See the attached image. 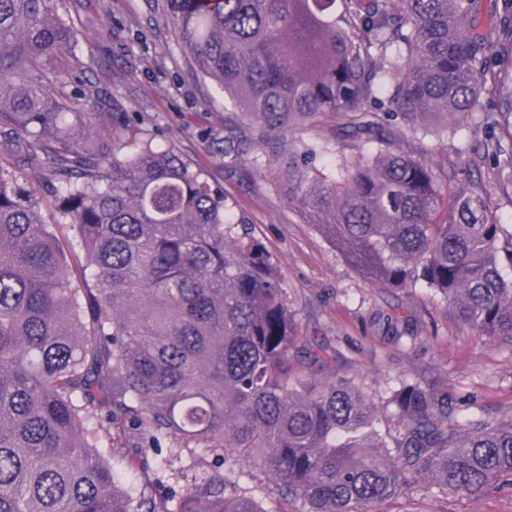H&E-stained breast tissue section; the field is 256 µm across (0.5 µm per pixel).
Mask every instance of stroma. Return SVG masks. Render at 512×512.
Wrapping results in <instances>:
<instances>
[{
	"label": "stroma",
	"instance_id": "obj_1",
	"mask_svg": "<svg viewBox=\"0 0 512 512\" xmlns=\"http://www.w3.org/2000/svg\"><path fill=\"white\" fill-rule=\"evenodd\" d=\"M164 0H69L73 22L84 37L60 55L64 65L80 60L87 88L112 91L113 109L134 115L158 142L171 145L201 169L224 194L226 211L248 224L277 262L300 345L323 346L336 356L337 374L386 391L403 379L447 389L459 404V423L512 413V340H490L465 325L425 284L406 290L368 283L326 239L308 214L295 182L275 160L254 166L249 157L227 162L225 142L240 139L247 123L241 108L215 82L202 77L177 45ZM143 33L136 41L134 33ZM502 97L481 98L463 114L459 130L425 137L439 181L463 188L480 181L499 223L512 225V171L485 151L486 134L512 143V127L498 124ZM342 115L329 113L316 125L295 127L288 150L328 140L333 153H351L336 138ZM413 337L395 339V329ZM148 456L145 467L119 465L125 491L137 493L144 477L174 486L172 469ZM377 512H512V484L498 481L476 495L444 494L420 479L407 496Z\"/></svg>",
	"mask_w": 512,
	"mask_h": 512
}]
</instances>
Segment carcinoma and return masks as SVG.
I'll list each match as a JSON object with an SVG mask.
<instances>
[{
	"instance_id": "cac0c4a2",
	"label": "carcinoma",
	"mask_w": 512,
	"mask_h": 512,
	"mask_svg": "<svg viewBox=\"0 0 512 512\" xmlns=\"http://www.w3.org/2000/svg\"><path fill=\"white\" fill-rule=\"evenodd\" d=\"M342 11L336 12V3ZM482 0H165L180 48L233 96L254 161L298 173L320 229L368 282H423L489 339L512 337V227L481 185L449 191L396 132L448 131L505 94L489 63L501 27ZM81 30L66 0H0V512H375L420 476L479 493L512 476V416L465 426L448 391L402 381L378 399L296 350L277 264L202 171L112 96L62 95ZM347 117L359 153L331 173L288 132ZM365 144L375 145L366 155ZM51 172L55 224L9 167ZM126 154L125 159L118 154ZM125 462L201 456L168 496L117 488ZM224 461L226 471L210 470ZM240 462L277 479L283 507L241 487Z\"/></svg>"
}]
</instances>
